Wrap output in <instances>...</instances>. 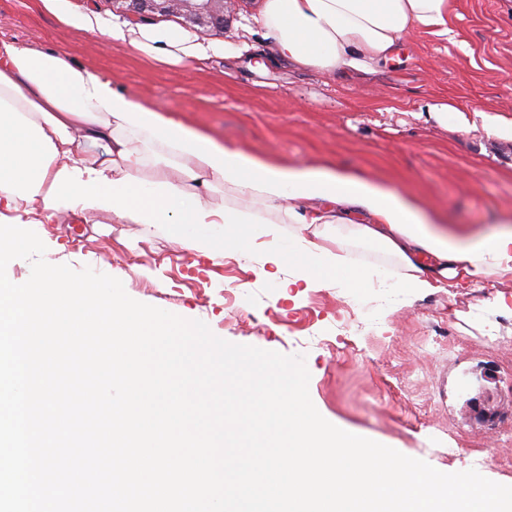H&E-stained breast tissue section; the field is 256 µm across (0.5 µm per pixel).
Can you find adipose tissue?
Segmentation results:
<instances>
[{
	"label": "adipose tissue",
	"instance_id": "ef3b65f1",
	"mask_svg": "<svg viewBox=\"0 0 512 512\" xmlns=\"http://www.w3.org/2000/svg\"><path fill=\"white\" fill-rule=\"evenodd\" d=\"M450 0H263L258 30L272 56L334 76L371 71L396 56L410 28L469 53L450 23ZM62 25L109 36L145 58L179 66L210 49L178 29L110 27L96 14L38 0ZM162 224L189 249L248 250L277 224L278 263L323 288L350 282L337 249L350 239L397 260L404 296L512 276V228L485 235L440 224L412 200L367 176L330 165L283 166L228 148L155 103L59 52L0 41V223Z\"/></svg>",
	"mask_w": 512,
	"mask_h": 512
}]
</instances>
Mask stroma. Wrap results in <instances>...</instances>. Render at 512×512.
I'll use <instances>...</instances> for the list:
<instances>
[{
	"label": "stroma",
	"instance_id": "obj_1",
	"mask_svg": "<svg viewBox=\"0 0 512 512\" xmlns=\"http://www.w3.org/2000/svg\"><path fill=\"white\" fill-rule=\"evenodd\" d=\"M261 0L224 28H183L216 53L179 68L60 25L35 0H0V40L63 52L234 149L285 165L329 161L416 198L442 223L512 225V139L442 125L446 102L512 120V0H450L470 54L423 31L397 62L326 77L273 59L248 29ZM44 258L122 281L133 299L205 322L226 341L304 357L309 394L335 426L445 473L512 485V277L416 298L361 279L304 288L264 238L249 252L188 251L163 225L37 224Z\"/></svg>",
	"mask_w": 512,
	"mask_h": 512
}]
</instances>
